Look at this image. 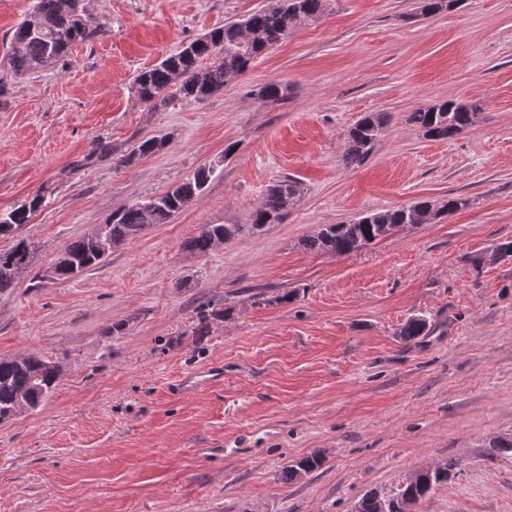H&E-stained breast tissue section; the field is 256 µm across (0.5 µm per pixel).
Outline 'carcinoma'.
Listing matches in <instances>:
<instances>
[{
  "label": "carcinoma",
  "mask_w": 512,
  "mask_h": 512,
  "mask_svg": "<svg viewBox=\"0 0 512 512\" xmlns=\"http://www.w3.org/2000/svg\"><path fill=\"white\" fill-rule=\"evenodd\" d=\"M460 2L419 0L418 11L422 16L434 15L453 9ZM329 8L330 0H271L269 6L255 10L243 21L214 28L169 54L159 64L141 70L134 79L133 94L144 103L165 104L174 99L204 101L238 83L260 54L287 39L292 31L289 26L292 19L316 21L324 17ZM243 23L252 38L242 37L240 25ZM98 33L99 28L84 19L80 4L65 8L60 0H35L31 10L12 30L10 44L17 43L19 47L0 62V96L5 93L6 78L32 75L63 63L74 44L88 42ZM259 95L273 102L284 101L288 87L270 83L260 89ZM474 116L468 105L446 101L416 109L409 113L407 122L428 139L444 140L472 126ZM386 125L387 116L383 113L372 112L361 117L349 132L345 163H363ZM168 144L169 135H155L139 140L127 152L118 155L108 138L98 136L77 167L88 168L95 161L115 154L118 166L129 169L163 151ZM212 175V168L200 167L165 191L112 211L108 231L112 243L133 239L150 227L170 223L186 202L205 191ZM53 192V188L43 185L22 204L3 210L0 240H11L13 245L7 250L0 249V292L16 286L18 278L14 271L17 267L31 265V247L21 230L34 214L47 206ZM300 194L299 180H279L267 188L262 201L251 213L249 223L202 224L194 236L184 241L182 249L205 256L216 244L225 243L245 231L262 233L287 216ZM469 202L468 198L450 195L441 203L421 200L408 207L372 212L349 222L324 224L303 246L310 251L349 254L405 228L433 224L443 216L466 208ZM110 255L100 242L86 235L76 237L60 251L56 279L84 273ZM427 332L426 319L412 317L396 335L408 341ZM57 366L58 363L35 354L0 358V424L15 419L28 408L37 407L53 391L59 377ZM321 463L322 458L317 454L306 456L286 467V477L296 479L316 470ZM458 468L460 462L450 459L433 470L419 471L409 476L394 496L370 491L356 501L355 509L357 512H393L391 503L399 499L410 498L418 503L435 486L448 481V474Z\"/></svg>",
  "instance_id": "cac0c4a2"
}]
</instances>
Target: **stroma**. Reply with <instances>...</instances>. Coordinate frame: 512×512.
<instances>
[{
	"label": "stroma",
	"instance_id": "obj_1",
	"mask_svg": "<svg viewBox=\"0 0 512 512\" xmlns=\"http://www.w3.org/2000/svg\"><path fill=\"white\" fill-rule=\"evenodd\" d=\"M268 2L91 0L92 43L0 96V209L56 188L22 230L26 276L0 293V357L61 366L39 407L0 425V512H351L451 458L460 471L415 512H512V457L487 454L512 435V257L491 256L512 241V0L427 17L416 0H333L204 102L134 97L141 70ZM269 83L287 100L262 98ZM445 100L474 108L463 134L407 123ZM369 112L389 123L347 165ZM160 134L169 146L133 168L76 166L95 137L124 152ZM208 164L205 192L170 223L32 287L113 209ZM288 176L302 194L282 223L183 250L199 225L248 223ZM452 193L470 206L357 252L302 246L320 225ZM205 303L235 312L197 336ZM412 316L429 332L401 341ZM313 453L320 468L284 480Z\"/></svg>",
	"mask_w": 512,
	"mask_h": 512
}]
</instances>
